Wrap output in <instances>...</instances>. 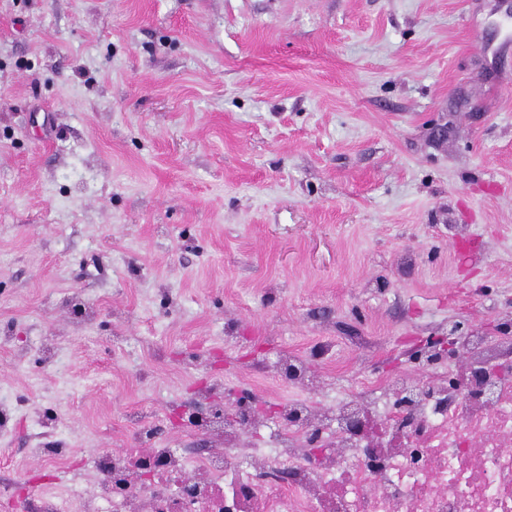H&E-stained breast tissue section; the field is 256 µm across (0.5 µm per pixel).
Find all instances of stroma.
Segmentation results:
<instances>
[{"instance_id":"stroma-1","label":"stroma","mask_w":512,"mask_h":512,"mask_svg":"<svg viewBox=\"0 0 512 512\" xmlns=\"http://www.w3.org/2000/svg\"><path fill=\"white\" fill-rule=\"evenodd\" d=\"M459 322L512 330V0H0V485Z\"/></svg>"}]
</instances>
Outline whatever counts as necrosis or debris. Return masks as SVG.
I'll return each mask as SVG.
<instances>
[{"mask_svg":"<svg viewBox=\"0 0 512 512\" xmlns=\"http://www.w3.org/2000/svg\"><path fill=\"white\" fill-rule=\"evenodd\" d=\"M493 387L419 391L411 408L393 392L354 404L342 398L337 414L360 408V431L307 421L303 401L283 403L256 467L242 446V425L224 426V445L185 454L162 445L96 449L91 466L99 482L74 486L70 496H22L0 490V512H132L148 497L151 512H512V367L484 355ZM318 433L330 466L303 448Z\"/></svg>","mask_w":512,"mask_h":512,"instance_id":"4bbe7bcc","label":"necrosis or debris"}]
</instances>
